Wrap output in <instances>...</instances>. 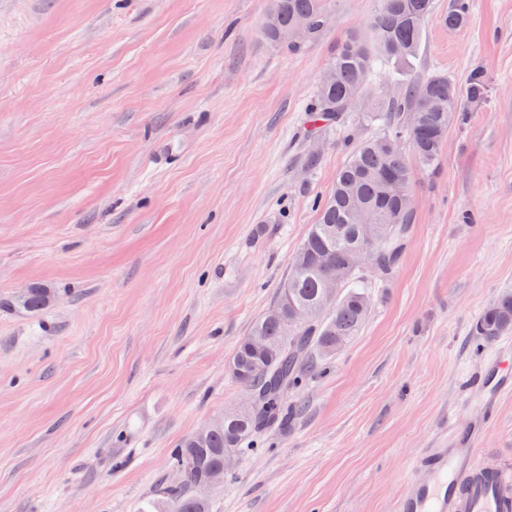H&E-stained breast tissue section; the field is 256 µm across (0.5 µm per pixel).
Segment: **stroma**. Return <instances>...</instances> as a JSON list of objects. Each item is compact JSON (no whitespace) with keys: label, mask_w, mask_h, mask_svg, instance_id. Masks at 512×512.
I'll return each mask as SVG.
<instances>
[{"label":"stroma","mask_w":512,"mask_h":512,"mask_svg":"<svg viewBox=\"0 0 512 512\" xmlns=\"http://www.w3.org/2000/svg\"><path fill=\"white\" fill-rule=\"evenodd\" d=\"M270 0H0V512H139L175 446L244 401L228 365L348 158L384 132L307 107L378 0H330L290 49ZM434 0L412 79L461 120L417 168L399 266L326 370L289 389L208 493L211 512H394L413 458L480 416L482 310L512 291V0L448 30ZM51 293L40 313L21 294ZM512 468V398L477 455Z\"/></svg>","instance_id":"35a3bbf8"}]
</instances>
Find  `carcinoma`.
<instances>
[{
    "instance_id": "cac0c4a2",
    "label": "carcinoma",
    "mask_w": 512,
    "mask_h": 512,
    "mask_svg": "<svg viewBox=\"0 0 512 512\" xmlns=\"http://www.w3.org/2000/svg\"><path fill=\"white\" fill-rule=\"evenodd\" d=\"M328 0H271L264 23L266 38L291 49L298 42L291 33L300 20L311 25L309 37L322 31ZM370 21L372 42L357 31L336 46L308 111L317 120H340L363 97L370 77L392 75L397 66L418 54L422 32L433 12V0H379ZM471 0H449L443 21L450 29L465 27L471 17ZM385 131L358 144L337 171L333 190L314 201L317 222L310 226L296 249L267 311L242 337L229 362L232 377L258 393L255 406L245 416L224 421V426L204 427L185 439L171 453L180 479L162 484L141 512H210V503L196 495V485L207 473L224 465V450L237 453L254 442L256 434L271 425L288 422L283 396L299 383L305 370L321 368L350 343L368 316L371 295L362 270L350 268L327 299L325 279L347 264L362 241L358 212H369L380 229L375 271L386 275L400 261L405 238L415 217L407 205L414 171L405 158L409 147L420 164L437 165L448 130L460 111L456 85L442 72L401 85L398 93L373 105ZM323 306V317L294 331H285L278 312L289 302ZM22 304L31 312L47 306V290L30 289ZM512 331V293L501 294L479 315L475 334L492 340ZM261 336L264 346L251 348V338Z\"/></svg>"
}]
</instances>
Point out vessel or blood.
I'll list each match as a JSON object with an SVG mask.
<instances>
[{"instance_id": "vessel-or-blood-1", "label": "vessel or blood", "mask_w": 512, "mask_h": 512, "mask_svg": "<svg viewBox=\"0 0 512 512\" xmlns=\"http://www.w3.org/2000/svg\"><path fill=\"white\" fill-rule=\"evenodd\" d=\"M482 385V418L455 432L447 446L419 451L414 466L424 477L397 500L394 512H512V471H488L476 462L501 401L512 395V364L489 363Z\"/></svg>"}]
</instances>
